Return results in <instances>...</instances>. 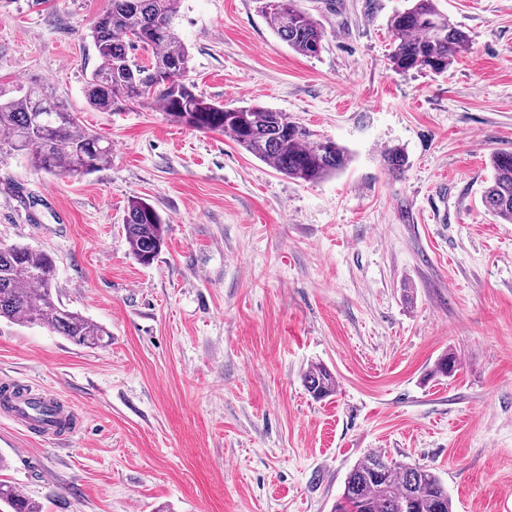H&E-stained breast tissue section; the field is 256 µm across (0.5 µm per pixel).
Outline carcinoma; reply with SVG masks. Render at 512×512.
Segmentation results:
<instances>
[{
    "label": "carcinoma",
    "instance_id": "obj_1",
    "mask_svg": "<svg viewBox=\"0 0 512 512\" xmlns=\"http://www.w3.org/2000/svg\"><path fill=\"white\" fill-rule=\"evenodd\" d=\"M91 37L99 64L88 79L90 106L112 112L128 104L161 103L170 120L201 132L229 136L247 153L271 164L290 179L316 183L346 168L347 148L320 137L285 113L254 105L228 108L194 91L187 81L189 51L175 29L180 0H111ZM392 14L390 57L401 72L445 74L468 50L469 36L441 12L437 0H407ZM278 38L299 55L313 57L322 48L323 32L295 0H266L263 6ZM148 55L140 63L136 52ZM26 155L49 173L82 177L108 163L111 146L90 133L76 113L60 105L46 88L31 82L22 94L0 99V157ZM493 175L482 201L488 211L512 223V152L491 157ZM126 241L144 265L161 253L166 220L136 198L124 218ZM55 263L51 256L25 245L0 246V321L44 326L76 345L99 346L107 332L55 300ZM460 365L450 350L432 375L451 378ZM305 390L316 400L336 393V378L322 364L303 376ZM340 512H453L448 489L434 469L388 459L370 452L355 463L344 482ZM41 512L16 485L0 480V512Z\"/></svg>",
    "mask_w": 512,
    "mask_h": 512
}]
</instances>
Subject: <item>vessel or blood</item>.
Masks as SVG:
<instances>
[{"instance_id":"obj_1","label":"vessel or blood","mask_w":512,"mask_h":512,"mask_svg":"<svg viewBox=\"0 0 512 512\" xmlns=\"http://www.w3.org/2000/svg\"><path fill=\"white\" fill-rule=\"evenodd\" d=\"M0 414L15 425L47 437L59 436L65 413L58 400L21 390L9 381L0 382Z\"/></svg>"}]
</instances>
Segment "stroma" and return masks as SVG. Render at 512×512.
Listing matches in <instances>:
<instances>
[{
    "label": "stroma",
    "mask_w": 512,
    "mask_h": 512,
    "mask_svg": "<svg viewBox=\"0 0 512 512\" xmlns=\"http://www.w3.org/2000/svg\"><path fill=\"white\" fill-rule=\"evenodd\" d=\"M403 4L297 0L323 32L305 57L259 0H181L198 94L349 150L311 184L160 105L92 109L109 0H0V95L43 83L112 146L78 178L0 158V244L49 254L59 301L110 335L0 323V380L80 421L57 441L0 417V479L41 512H336L372 451L434 468L454 512H512V223L482 203L512 151V0H438L470 36L441 76L391 67ZM134 197L167 221L149 265L123 230ZM449 350L459 371L431 377ZM313 364L329 399L303 386ZM305 390L316 400L336 393V378L324 365H312L303 376Z\"/></svg>",
    "instance_id": "obj_1"
}]
</instances>
